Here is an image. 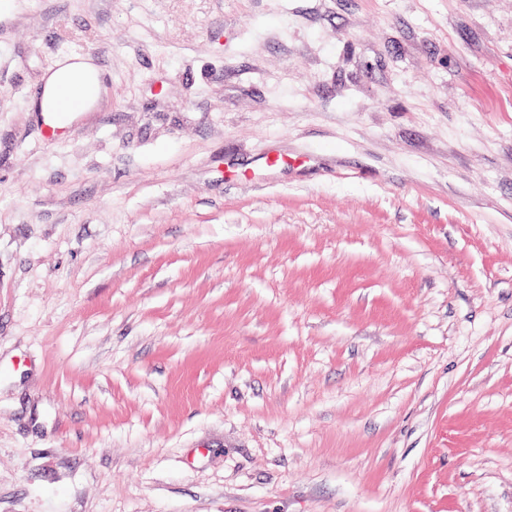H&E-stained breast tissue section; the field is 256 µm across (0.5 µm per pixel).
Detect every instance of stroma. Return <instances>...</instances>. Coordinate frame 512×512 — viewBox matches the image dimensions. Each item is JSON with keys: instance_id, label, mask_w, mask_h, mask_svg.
<instances>
[{"instance_id": "stroma-1", "label": "stroma", "mask_w": 512, "mask_h": 512, "mask_svg": "<svg viewBox=\"0 0 512 512\" xmlns=\"http://www.w3.org/2000/svg\"><path fill=\"white\" fill-rule=\"evenodd\" d=\"M0 512H512V0H12ZM105 91L104 72L92 56H62L45 72L31 110L62 127L67 118L93 110ZM59 114H64L61 119L55 117Z\"/></svg>"}]
</instances>
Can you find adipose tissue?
I'll use <instances>...</instances> for the list:
<instances>
[{
    "mask_svg": "<svg viewBox=\"0 0 512 512\" xmlns=\"http://www.w3.org/2000/svg\"><path fill=\"white\" fill-rule=\"evenodd\" d=\"M105 91L104 72L92 56H63L45 72L31 109L51 123L59 114L71 118L93 110Z\"/></svg>",
    "mask_w": 512,
    "mask_h": 512,
    "instance_id": "adipose-tissue-1",
    "label": "adipose tissue"
}]
</instances>
